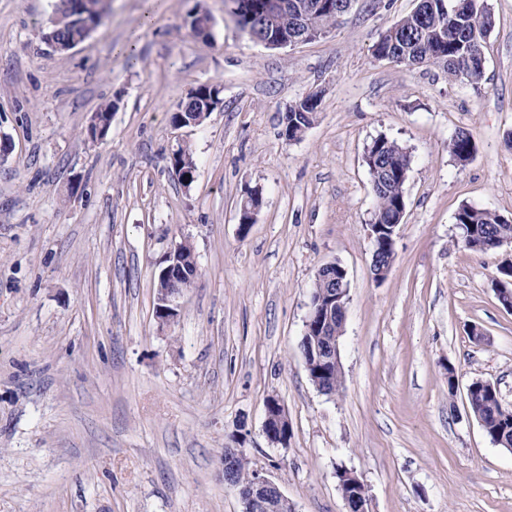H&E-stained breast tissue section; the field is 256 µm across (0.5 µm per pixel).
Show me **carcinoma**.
<instances>
[{"mask_svg": "<svg viewBox=\"0 0 512 512\" xmlns=\"http://www.w3.org/2000/svg\"><path fill=\"white\" fill-rule=\"evenodd\" d=\"M461 0H427L421 10L410 13L388 29L374 45L373 56L386 54L420 59L426 64L440 65L448 77L479 88L485 75L484 48L495 23L493 12L473 14L465 10L455 12ZM348 6L347 0H288V11L279 17L288 31H319L333 27L339 12ZM84 28L66 26L56 33L59 42L67 44L83 40ZM117 102L99 107L95 116L98 123L88 131L91 138L105 135L110 127L112 112ZM318 105L297 101L288 108L285 119L288 128L310 127L314 124ZM448 150L457 162L470 158L474 152L471 134L460 130L448 143ZM364 163L371 177L375 199L374 220L380 224H394L401 207L405 205L404 186L410 170V155L405 147L385 136L375 138L366 148ZM456 224L463 226L464 246L484 253L497 248L503 238L512 239V223L495 211L461 206L455 215ZM180 258L185 260L183 270L188 275L179 280L184 290L191 288L196 276L191 261L195 259L190 243L180 244ZM311 382L328 391L341 386L338 372L328 365L313 373ZM468 404L472 414L490 441L506 450L512 449V409L503 406L499 392L483 379L469 384Z\"/></svg>", "mask_w": 512, "mask_h": 512, "instance_id": "carcinoma-1", "label": "carcinoma"}]
</instances>
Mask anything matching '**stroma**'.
Returning <instances> with one entry per match:
<instances>
[{
	"label": "stroma",
	"instance_id": "35a3bbf8",
	"mask_svg": "<svg viewBox=\"0 0 512 512\" xmlns=\"http://www.w3.org/2000/svg\"><path fill=\"white\" fill-rule=\"evenodd\" d=\"M61 55L43 35L55 0H0V512H241L224 451L244 449L297 512H346L337 466L369 512H512V452L467 409L476 378L512 407V310L492 280L512 245L460 242L464 205L512 219V0L481 88L434 65L375 60L415 0H353L326 36L270 49L226 0H108ZM202 7L211 37L187 17ZM224 89L199 126L170 116L201 84ZM318 93L304 137L289 105ZM118 99L107 135L87 128ZM471 133L466 164L449 139ZM410 171L396 257L371 273L375 201L363 162L378 136ZM190 145L195 179L170 168ZM262 196L240 232L246 191ZM190 241L199 277L174 322L157 276ZM347 271L343 380L319 392L300 347L318 269ZM482 341H474L473 332ZM276 397L287 446L263 433Z\"/></svg>",
	"mask_w": 512,
	"mask_h": 512
}]
</instances>
